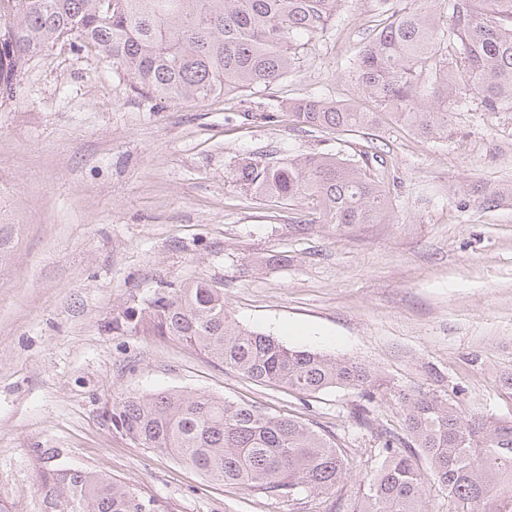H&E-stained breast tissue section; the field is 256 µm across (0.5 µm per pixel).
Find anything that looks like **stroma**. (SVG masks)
<instances>
[{
  "label": "stroma",
  "instance_id": "35a3bbf8",
  "mask_svg": "<svg viewBox=\"0 0 512 512\" xmlns=\"http://www.w3.org/2000/svg\"><path fill=\"white\" fill-rule=\"evenodd\" d=\"M408 0H341L283 80L198 102L133 92L111 59L61 41L0 98V512H44L40 473L81 468L168 512H334L379 464L380 428L403 430L397 390L440 394L463 415L512 420V105L483 111L468 87L447 139L381 114L379 150L358 132L298 128L290 103L377 105L348 73ZM265 112L276 122L262 120ZM337 155L382 181L395 221L336 229L309 201L233 182L242 157ZM283 256L269 265L267 257ZM204 278L240 327L345 358L384 382L369 425L362 393L254 384L171 338L113 329L155 293ZM255 402L335 437L352 472L303 501L209 482L133 444L104 417L122 393Z\"/></svg>",
  "mask_w": 512,
  "mask_h": 512
}]
</instances>
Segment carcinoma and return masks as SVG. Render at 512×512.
<instances>
[{"instance_id":"obj_1","label":"carcinoma","mask_w":512,"mask_h":512,"mask_svg":"<svg viewBox=\"0 0 512 512\" xmlns=\"http://www.w3.org/2000/svg\"><path fill=\"white\" fill-rule=\"evenodd\" d=\"M0 29V96L9 98L23 68L57 41L92 45L112 59L139 94L203 100L245 92L291 71L298 48L323 33L341 0H11ZM363 90L427 139L448 138V101L461 84L495 112L512 103V0H428L411 6L366 43L352 67ZM436 92L437 104L424 96ZM299 128L338 134L375 127L376 113L319 97L292 106ZM231 179L259 197L313 200L336 228L390 222L380 181L336 157L244 158ZM132 329L178 338L252 382L299 394L360 389L366 422L376 375L365 365L289 348L240 328L224 311L222 289L206 279L160 293ZM405 434H377L382 461L362 477L353 512H431L427 476L454 512H512V421L462 416L447 398L398 392ZM135 445L168 454L207 479L270 498L323 494L350 471L335 439L255 403L205 393L121 394L105 413ZM45 512H163L157 500L94 471L52 468L39 476Z\"/></svg>"}]
</instances>
